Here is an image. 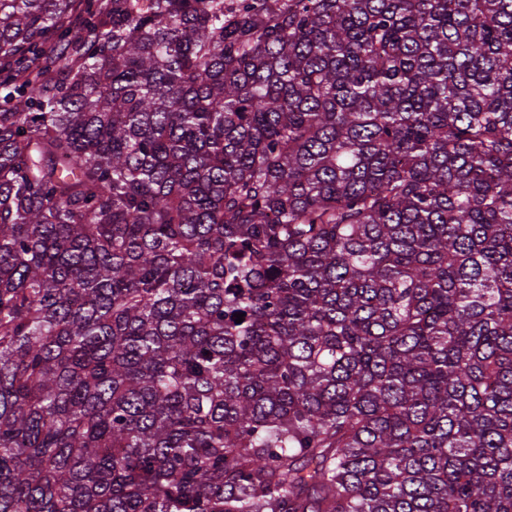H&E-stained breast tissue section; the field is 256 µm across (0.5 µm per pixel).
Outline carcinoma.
Returning a JSON list of instances; mask_svg holds the SVG:
<instances>
[{
  "label": "carcinoma",
  "instance_id": "cac0c4a2",
  "mask_svg": "<svg viewBox=\"0 0 512 512\" xmlns=\"http://www.w3.org/2000/svg\"><path fill=\"white\" fill-rule=\"evenodd\" d=\"M0 512H512V0H0Z\"/></svg>",
  "mask_w": 512,
  "mask_h": 512
}]
</instances>
